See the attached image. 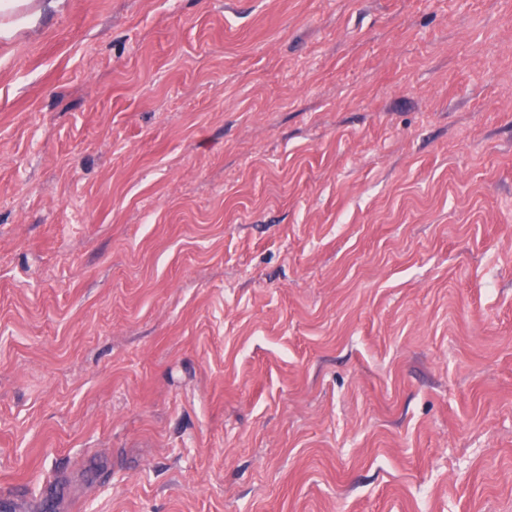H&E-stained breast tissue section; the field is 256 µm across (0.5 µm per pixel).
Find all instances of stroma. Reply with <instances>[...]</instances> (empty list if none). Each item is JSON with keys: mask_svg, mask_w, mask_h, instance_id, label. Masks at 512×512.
<instances>
[{"mask_svg": "<svg viewBox=\"0 0 512 512\" xmlns=\"http://www.w3.org/2000/svg\"><path fill=\"white\" fill-rule=\"evenodd\" d=\"M39 2L15 512H512V0Z\"/></svg>", "mask_w": 512, "mask_h": 512, "instance_id": "1", "label": "stroma"}]
</instances>
